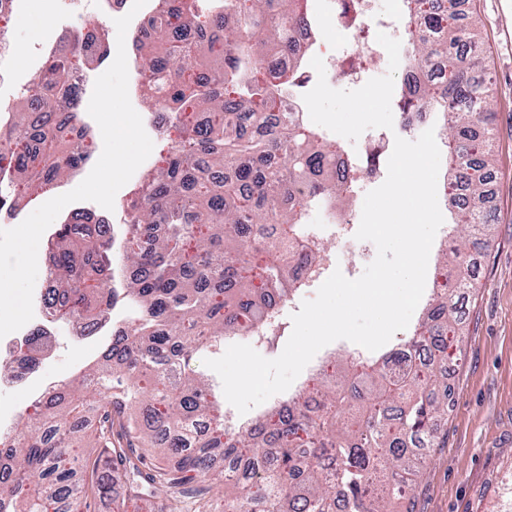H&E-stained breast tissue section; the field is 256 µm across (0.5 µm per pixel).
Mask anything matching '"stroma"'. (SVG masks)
Listing matches in <instances>:
<instances>
[{"label":"stroma","instance_id":"1","mask_svg":"<svg viewBox=\"0 0 512 512\" xmlns=\"http://www.w3.org/2000/svg\"><path fill=\"white\" fill-rule=\"evenodd\" d=\"M463 8L475 25L496 100L491 134L495 239L477 256L474 286L461 297L465 331L460 359L448 370L453 403L438 422L441 447L423 451L412 512H512V42L504 37L512 31V14L501 15L498 0H465ZM76 10L89 24L115 33L112 13L97 8L96 0H45L39 13L7 18L16 38V84H24L29 64L42 63V46L69 30ZM45 14L51 23L43 28L39 21ZM362 69L367 79L359 86L309 89L315 120L335 126L347 147L362 143L370 125H390L402 90L399 55L364 61ZM106 342L103 336L80 338L61 330L34 383L73 379Z\"/></svg>","mask_w":512,"mask_h":512}]
</instances>
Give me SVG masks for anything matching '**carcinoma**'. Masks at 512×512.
Wrapping results in <instances>:
<instances>
[{
  "label": "carcinoma",
  "mask_w": 512,
  "mask_h": 512,
  "mask_svg": "<svg viewBox=\"0 0 512 512\" xmlns=\"http://www.w3.org/2000/svg\"><path fill=\"white\" fill-rule=\"evenodd\" d=\"M457 2L402 0L411 73L398 109L444 121L445 201L460 228L441 255L445 280L407 344L411 355L429 351L427 363L353 357L334 379L320 373L319 397L290 398L231 432L223 405L184 366L211 347L207 339L249 336L277 315L316 259L300 247L305 212L321 199L345 206L349 187L327 177L338 144L280 114L274 81L283 89L296 75L267 66L270 52L314 22L308 0H216L208 15L198 0H163L162 15L138 38V68L162 92L152 108L168 114L180 138L133 190L119 247L80 210L57 225L58 286L46 297L57 320L89 326L109 313V284L121 269L135 316L77 385L36 402L16 444L0 446V512H89L117 485L122 506L149 497L153 512H169L157 496L165 488L211 512L205 482L219 475V458L237 473L224 512H336L341 497L345 512H395L419 472L414 449L434 446L430 422L452 403L443 372L463 333L455 293L473 287L467 258L493 236L486 135L494 93ZM74 41L47 54L23 111L0 123V171L13 173L0 181V205L12 210L95 152L88 128L59 148L63 110L74 105L71 118L83 123L76 78L94 61ZM76 386L97 415L99 451L74 471L69 457L86 434ZM148 448L177 462L154 461Z\"/></svg>",
  "instance_id": "carcinoma-1"
}]
</instances>
